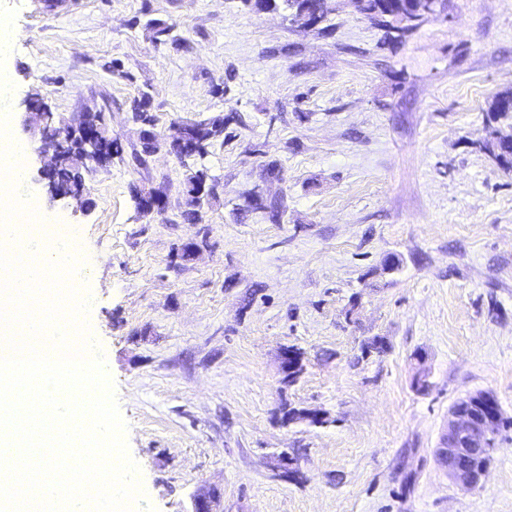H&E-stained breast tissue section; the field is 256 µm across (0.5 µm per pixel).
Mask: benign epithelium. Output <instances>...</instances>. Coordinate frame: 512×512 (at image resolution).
I'll use <instances>...</instances> for the list:
<instances>
[{
	"label": "benign epithelium",
	"mask_w": 512,
	"mask_h": 512,
	"mask_svg": "<svg viewBox=\"0 0 512 512\" xmlns=\"http://www.w3.org/2000/svg\"><path fill=\"white\" fill-rule=\"evenodd\" d=\"M103 113L90 111L76 114L70 121L55 119L54 114L37 109L34 98L26 101L23 125L26 132L37 137L38 153L44 158L42 171L57 164L62 157L68 162L92 171H97L112 161V152L102 147L104 139L100 131L107 127ZM80 136L87 141L88 149L78 152L68 150V138ZM54 200H67L73 210L89 208L84 198L65 190L51 192ZM299 364L297 353L285 348L280 355L282 383L296 377ZM496 405L493 395L480 392L469 394L448 408V422L442 438L441 448L437 449V462L453 482L474 489L481 485L490 464L493 449L486 446L497 424L504 417L502 410L491 413L485 407Z\"/></svg>",
	"instance_id": "benign-epithelium-1"
}]
</instances>
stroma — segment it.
Masks as SVG:
<instances>
[{
    "instance_id": "35a3bbf8",
    "label": "stroma",
    "mask_w": 512,
    "mask_h": 512,
    "mask_svg": "<svg viewBox=\"0 0 512 512\" xmlns=\"http://www.w3.org/2000/svg\"><path fill=\"white\" fill-rule=\"evenodd\" d=\"M0 3L21 33L12 114L36 93L63 120L99 109L123 148L87 177L86 213L50 200L33 150L23 192L83 236L137 512L205 495L216 512H512V428L479 489L435 462L458 399L490 392L512 419V170L479 148L493 96L512 91V0H447L400 37L354 0H332L328 36L247 0ZM144 94L157 132L221 116L223 137L136 165ZM197 170L217 196L188 222ZM151 190L167 205L147 215ZM274 192L277 224L244 203ZM287 346L304 356L291 386ZM286 404L326 421L284 424ZM283 452L295 478L275 470ZM207 174L204 171H196L188 177L185 186V210L182 211V216L188 221H194L198 217V212L195 209L198 205L197 200L192 197L195 192V184L201 183L206 180Z\"/></svg>"
}]
</instances>
